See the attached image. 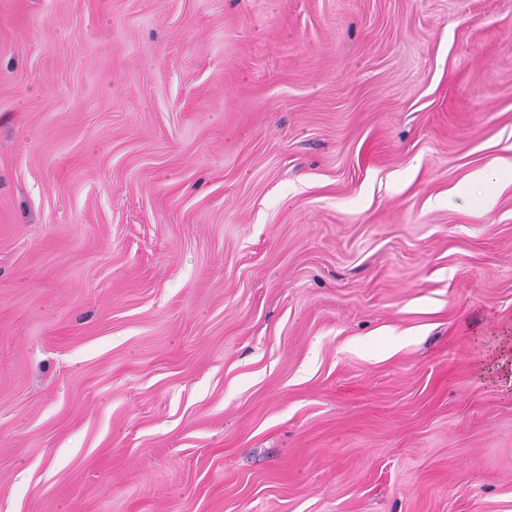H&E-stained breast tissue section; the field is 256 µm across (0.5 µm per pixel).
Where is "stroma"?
I'll use <instances>...</instances> for the list:
<instances>
[{
	"label": "stroma",
	"instance_id": "obj_1",
	"mask_svg": "<svg viewBox=\"0 0 512 512\" xmlns=\"http://www.w3.org/2000/svg\"><path fill=\"white\" fill-rule=\"evenodd\" d=\"M0 512H512V0H0Z\"/></svg>",
	"mask_w": 512,
	"mask_h": 512
}]
</instances>
